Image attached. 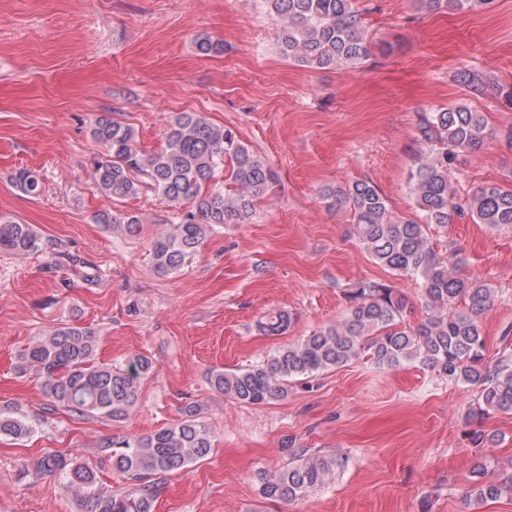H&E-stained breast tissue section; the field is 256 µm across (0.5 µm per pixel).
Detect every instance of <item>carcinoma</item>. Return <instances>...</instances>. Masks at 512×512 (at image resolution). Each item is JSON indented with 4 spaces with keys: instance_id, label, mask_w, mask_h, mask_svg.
I'll list each match as a JSON object with an SVG mask.
<instances>
[{
    "instance_id": "cac0c4a2",
    "label": "carcinoma",
    "mask_w": 512,
    "mask_h": 512,
    "mask_svg": "<svg viewBox=\"0 0 512 512\" xmlns=\"http://www.w3.org/2000/svg\"><path fill=\"white\" fill-rule=\"evenodd\" d=\"M491 0H419L420 8L446 7L473 12ZM270 13L280 18L278 47L281 54L310 69L355 65L370 54L362 21L351 0H265ZM197 53L209 57L224 53V42L200 36ZM107 157L96 162L94 178L101 193L121 200L141 190H151L168 206L185 203L193 210L176 215V222L152 238L151 253L160 273L179 271L215 228L245 224L255 214L257 202L279 181L276 169L242 142L230 129L216 127L197 113L184 112L170 122L165 143L155 153L142 151L129 126L98 118L91 130ZM421 139L432 146L411 176V193L426 223L391 217L379 189L357 180L328 187L329 206L353 211L359 241L376 263L397 276L416 280L428 310L414 326L406 325L405 296L377 281H360L346 293V316L295 344L275 350L246 369L210 373V386L235 400L266 404L288 395L289 382L341 368L368 355L380 367L416 362L461 385L478 391L474 418L512 412V360L502 356L486 363L485 338L480 316L493 307L496 294L486 281L459 272V261L442 259L431 247V224H446L453 214L468 211L477 224L491 228L512 226V182L479 187L466 201L456 202L448 165L459 153L479 149L490 136L480 112L453 105L421 118ZM26 194L40 192L38 175L27 169L14 176ZM96 221L109 229L136 237L143 221L135 214L102 211ZM39 247V236L29 224L0 221V252L26 253ZM292 316L273 311L258 322L268 336L288 330ZM97 336L87 329L65 327L39 338L19 356L17 370L33 371L41 380L49 407L64 408L81 419L103 416L126 419L138 402V383L153 371L152 362L137 356L124 367L96 361ZM33 432L29 421L0 410V436L23 441ZM213 436L199 423L196 413L172 426L133 440L112 442V471L136 483L130 493L112 496L94 490V473L85 465L61 455H47L42 471L56 474L65 491H85L88 512H152L162 492L149 477L177 471L206 457ZM292 462L262 478L260 493L267 500L302 501L348 467L342 456L307 454L290 449ZM465 494L478 501L495 500L512 484L488 476V465L476 463Z\"/></svg>"
}]
</instances>
